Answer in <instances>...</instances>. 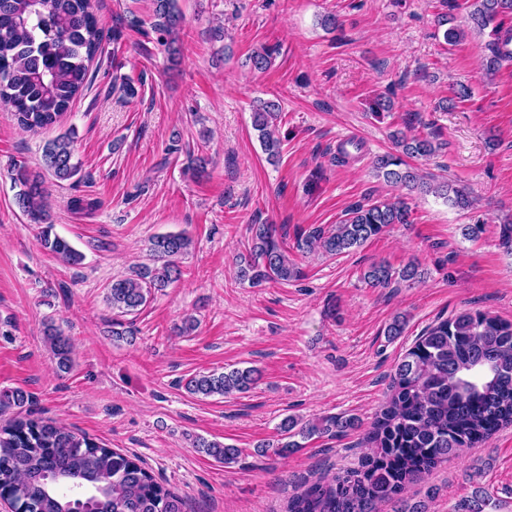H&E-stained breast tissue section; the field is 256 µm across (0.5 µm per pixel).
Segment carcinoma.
<instances>
[{"label":"carcinoma","mask_w":512,"mask_h":512,"mask_svg":"<svg viewBox=\"0 0 512 512\" xmlns=\"http://www.w3.org/2000/svg\"><path fill=\"white\" fill-rule=\"evenodd\" d=\"M512 0H471L470 29L444 31L450 45L472 32L491 29L483 66L496 74L512 61ZM154 29L174 34L181 24L176 0H154ZM104 39L91 0H0V99L12 109L17 124L39 132L58 123L70 104L88 88L89 64ZM275 48L264 46L249 57L251 68L267 71ZM279 104L263 101L253 112L254 129L270 157L280 155L281 140L275 121ZM398 153L376 157L377 175L410 191L433 193L465 210L473 205L462 189L448 181H426L407 159L435 152L433 142L402 131L392 134ZM44 170L23 163L12 167L19 185L16 202L28 223L38 227L40 243L65 262L76 265L83 254L54 233L45 186L46 176L58 182L80 174L74 161V141L67 134L44 146ZM411 208L398 198L356 205L334 228L312 227L302 233L298 247L340 255L358 248L393 224H410ZM191 238L169 233L151 240L152 263L128 277L112 281L107 300L112 309V335L132 338L135 316L161 291L181 276L176 259L188 252ZM238 278L254 285L288 282L300 276L288 257L284 242L271 224L251 227V247L240 257ZM418 275L410 264L399 271L375 264L364 273L374 287H388L397 280ZM44 336L57 369L72 366V346L58 326L49 322ZM260 379L253 367L228 372L211 371L188 378L185 391L194 396H224L249 391ZM30 396L20 389H0V414L14 415L0 423V496L23 512H185L175 492L158 482L136 460L80 435L62 424L34 415L26 409ZM512 425V322L481 313H461L429 326L399 360L391 378L390 395L377 416L368 443L372 455L361 468L316 483L288 500L287 512H379L394 503L398 512H426L423 502L400 498L408 484L463 448L478 443L497 430ZM357 426L354 417L328 416L298 426L293 418L280 424L282 438L273 453L286 455L301 447L294 440L314 435L344 433ZM201 453L231 465L242 450L196 438ZM494 506L481 492L460 505L461 512H485Z\"/></svg>","instance_id":"cac0c4a2"}]
</instances>
